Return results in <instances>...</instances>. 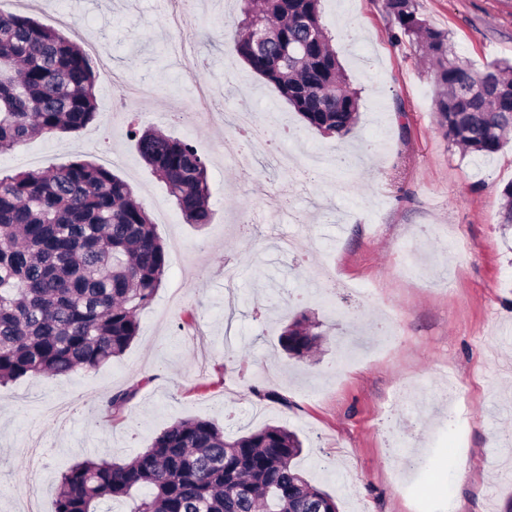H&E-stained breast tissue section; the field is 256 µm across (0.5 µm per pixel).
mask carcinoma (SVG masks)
<instances>
[{"label":"carcinoma","instance_id":"1","mask_svg":"<svg viewBox=\"0 0 512 512\" xmlns=\"http://www.w3.org/2000/svg\"><path fill=\"white\" fill-rule=\"evenodd\" d=\"M224 42L322 135H347L358 92L321 23L322 0H241ZM394 44H409L442 89L437 121L464 153L487 159L512 128V63L475 69L417 0H382ZM268 39L258 44L256 32ZM100 113L93 62L77 34L0 10V152L43 135L76 132ZM136 149L165 183L189 224L213 219L207 166L191 143L131 125ZM167 249L131 187L106 166L75 160L49 170L0 174V384L26 376L97 370L139 334L154 301ZM302 315L278 337L291 358L316 352L321 335ZM136 390L107 401L119 413ZM302 444L283 425L234 438L214 422L179 420L127 461L83 460L61 473L54 512H338L297 459Z\"/></svg>","mask_w":512,"mask_h":512}]
</instances>
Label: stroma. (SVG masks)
<instances>
[{
    "label": "stroma",
    "mask_w": 512,
    "mask_h": 512,
    "mask_svg": "<svg viewBox=\"0 0 512 512\" xmlns=\"http://www.w3.org/2000/svg\"><path fill=\"white\" fill-rule=\"evenodd\" d=\"M192 50L180 57L168 0H38L1 8L51 25L73 16L115 70L151 85L136 113L99 114L76 134L30 139L0 153V171L75 159L110 162L133 187L168 251L154 302L123 355L95 371L0 385V512L36 497L53 512L58 477L88 458L126 459L175 421L202 418L226 434L267 424L295 430L304 476L339 512H502L512 498L500 449L512 443V228L501 224L512 142L474 160L440 128V88L409 48L394 45L381 0H322V23L353 88L360 118L338 139L308 129L277 90L224 46L240 0H199ZM431 26L482 69L512 58V0H418ZM206 86L223 113L247 108L275 146L297 156L345 151L349 166L313 182L305 168L258 156L238 168L216 151L211 121L170 112ZM141 126L193 142L208 168L212 224L185 223L127 135ZM294 236L300 253L279 249ZM336 266L339 287L309 270ZM234 280L224 277L225 264ZM356 286L355 293L345 284ZM307 312L325 340L299 361L278 345ZM456 382L444 404L445 377ZM136 395L118 414L115 393ZM276 393L278 401L268 400ZM46 452L27 483L26 443Z\"/></svg>",
    "instance_id": "stroma-1"
}]
</instances>
